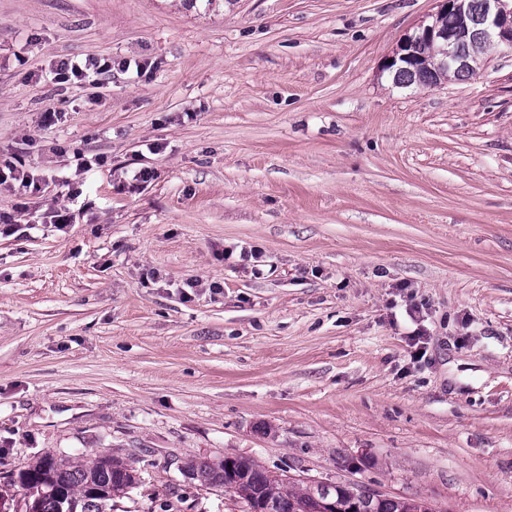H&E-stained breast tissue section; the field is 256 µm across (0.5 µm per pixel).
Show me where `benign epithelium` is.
<instances>
[{
	"mask_svg": "<svg viewBox=\"0 0 512 512\" xmlns=\"http://www.w3.org/2000/svg\"><path fill=\"white\" fill-rule=\"evenodd\" d=\"M438 7L428 18L420 21L411 34L405 35L391 56L388 69L406 63H419L414 48L423 43H441L440 65L456 72L477 73L484 63V56L491 52L512 55V0H481L480 8L473 16L475 31L473 41L481 55L472 54L465 44L467 30L449 21L464 12L466 0H437Z\"/></svg>",
	"mask_w": 512,
	"mask_h": 512,
	"instance_id": "obj_1",
	"label": "benign epithelium"
}]
</instances>
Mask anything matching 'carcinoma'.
<instances>
[{
    "instance_id": "obj_1",
    "label": "carcinoma",
    "mask_w": 512,
    "mask_h": 512,
    "mask_svg": "<svg viewBox=\"0 0 512 512\" xmlns=\"http://www.w3.org/2000/svg\"><path fill=\"white\" fill-rule=\"evenodd\" d=\"M438 74L426 67L418 73L400 71L395 84L400 87L426 86ZM200 482L230 489L244 500L247 512H328L326 504L338 502L353 507L352 512H435L425 500L387 498L350 484H329V494L315 482L298 491L288 489V476L274 474L257 461L240 457L215 464L191 465ZM22 485L31 491L37 512H59L63 497L80 502L78 512H105V502L128 492L135 484L134 469L119 458L100 455L89 464L74 465L44 456L20 473Z\"/></svg>"
}]
</instances>
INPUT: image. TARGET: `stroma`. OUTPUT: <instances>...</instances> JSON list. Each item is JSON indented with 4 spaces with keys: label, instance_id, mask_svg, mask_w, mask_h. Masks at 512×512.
Wrapping results in <instances>:
<instances>
[{
    "label": "stroma",
    "instance_id": "1",
    "mask_svg": "<svg viewBox=\"0 0 512 512\" xmlns=\"http://www.w3.org/2000/svg\"><path fill=\"white\" fill-rule=\"evenodd\" d=\"M435 10L0 0V159L38 185L0 190V512L47 454L133 467L106 512H245L191 470L227 457L512 512V55L396 86ZM87 57L111 78L55 82ZM449 73H452V75L458 80H465L469 77L465 74L453 72L436 73L434 70L426 67L419 71L418 74L409 71H399L394 82L400 87H410L412 85L427 86L431 81L436 79L438 75L447 77Z\"/></svg>",
    "mask_w": 512,
    "mask_h": 512
}]
</instances>
